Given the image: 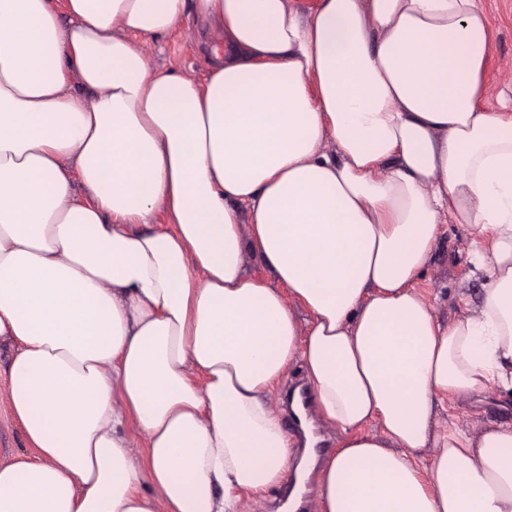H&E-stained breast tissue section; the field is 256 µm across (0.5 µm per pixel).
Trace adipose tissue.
Returning a JSON list of instances; mask_svg holds the SVG:
<instances>
[{
	"label": "adipose tissue",
	"mask_w": 512,
	"mask_h": 512,
	"mask_svg": "<svg viewBox=\"0 0 512 512\" xmlns=\"http://www.w3.org/2000/svg\"><path fill=\"white\" fill-rule=\"evenodd\" d=\"M184 7L0 0V343L36 450L0 463V512H239L304 468L269 401L295 364L340 437L320 512H512V425L437 412L512 392L481 0H195L224 32L203 84L131 41ZM448 221L488 287L444 323L415 282Z\"/></svg>",
	"instance_id": "1"
}]
</instances>
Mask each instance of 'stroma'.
<instances>
[{
  "label": "stroma",
  "mask_w": 512,
  "mask_h": 512,
  "mask_svg": "<svg viewBox=\"0 0 512 512\" xmlns=\"http://www.w3.org/2000/svg\"><path fill=\"white\" fill-rule=\"evenodd\" d=\"M488 14L492 43L487 70L485 105L497 110L500 99L512 101V0H482ZM223 36L203 28L194 0H185L181 25L160 36L137 38L150 65L158 71H173L197 81H205L214 47ZM471 238L458 224L442 225L434 246V258L417 282L418 289L434 304L443 320H454L466 310L476 308L483 299L487 280L470 262ZM13 350L0 346V462L30 454L20 424L9 413L6 370ZM459 423L476 429L488 423L512 424V399L500 390L490 389L465 402L454 411Z\"/></svg>",
  "instance_id": "stroma-1"
}]
</instances>
